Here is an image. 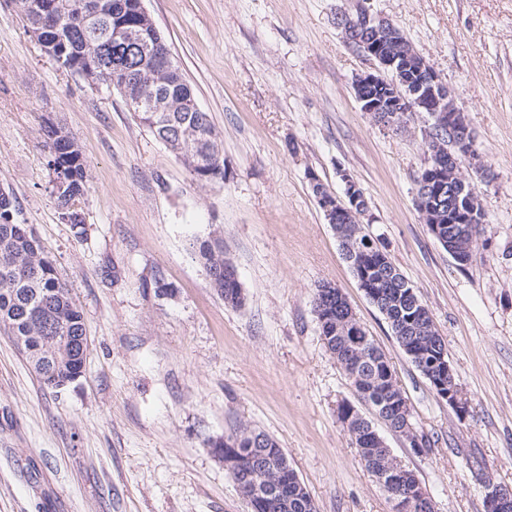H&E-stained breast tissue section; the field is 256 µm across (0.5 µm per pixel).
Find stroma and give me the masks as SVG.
<instances>
[{
	"label": "stroma",
	"instance_id": "stroma-1",
	"mask_svg": "<svg viewBox=\"0 0 512 512\" xmlns=\"http://www.w3.org/2000/svg\"><path fill=\"white\" fill-rule=\"evenodd\" d=\"M222 144L223 179L194 175L119 92L60 68L0 0V193L32 225L80 307L83 376L43 387L0 333V512H250L215 443L247 425L283 448L317 512H394L338 420L358 404L311 303L332 283L390 362L430 448L374 427L436 512H484L512 488V0H371L437 71L490 169L467 267L423 224L427 116L382 127L353 90L370 61L336 24L352 0H144ZM69 132L89 189L61 220L43 130ZM363 190L365 230L414 286L470 404L433 393L367 298L312 192ZM224 240L244 301L197 259Z\"/></svg>",
	"mask_w": 512,
	"mask_h": 512
}]
</instances>
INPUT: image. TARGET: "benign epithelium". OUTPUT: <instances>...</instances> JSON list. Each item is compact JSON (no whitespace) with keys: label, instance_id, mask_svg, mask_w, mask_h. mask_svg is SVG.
I'll list each match as a JSON object with an SVG mask.
<instances>
[{"label":"benign epithelium","instance_id":"7a95c632","mask_svg":"<svg viewBox=\"0 0 512 512\" xmlns=\"http://www.w3.org/2000/svg\"><path fill=\"white\" fill-rule=\"evenodd\" d=\"M108 0H98L93 8H86L74 0H33L29 5L31 20L28 32L36 39L42 51L55 61H63L67 39L82 38L84 64L73 73L90 84H98L103 75L110 74L112 87L119 90L129 109L135 113H151L153 127L167 131L174 123L176 112H200L202 108L190 94L168 96L149 92L150 84L164 82L179 72L178 64L166 45L161 32L144 6V0H135V18L129 24H121L105 31L97 29V19L107 11ZM369 0H355L354 8L336 17V24L346 41L357 51L376 63L354 81V92L361 110L370 113L383 126H395L404 122L411 112H425L429 126L425 140L430 146L425 167L435 173L436 185L427 178L419 181L424 186V199L418 206L422 220L434 226V234L455 262L463 267L471 263L470 253L458 247L464 232H475L477 225L485 223V214L470 207L476 190L473 179L448 168L444 164L447 145L464 148L468 144L467 130L457 120L458 110L448 85L436 70L418 53H396L390 43L398 41V28L388 19L377 17L368 6ZM137 50L138 60L132 74L128 69L114 65L106 70L101 52L108 44ZM392 74L386 79L382 73ZM215 136L205 123L175 128V133L164 141L195 177L203 182L213 177V163L219 152L214 148ZM344 197L332 192H318L317 202L324 211L327 223L336 228L340 224H359L367 212V201L362 189L347 174H341ZM454 200L457 211L465 214L468 224L448 235L440 233L437 224L444 217L442 200ZM359 287L368 299L377 297L375 286L383 277H375L366 271L354 273ZM442 368L448 374V385L439 392L438 398L454 407L459 413L467 412V400L455 383V373L450 363ZM512 502V492L491 486L486 495L485 509L499 512L502 506Z\"/></svg>","mask_w":512,"mask_h":512}]
</instances>
